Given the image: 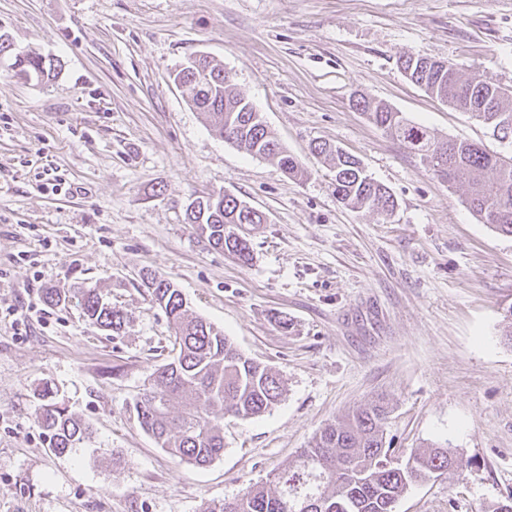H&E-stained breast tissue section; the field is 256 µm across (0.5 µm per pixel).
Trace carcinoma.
Returning a JSON list of instances; mask_svg holds the SVG:
<instances>
[{
  "label": "carcinoma",
  "mask_w": 512,
  "mask_h": 512,
  "mask_svg": "<svg viewBox=\"0 0 512 512\" xmlns=\"http://www.w3.org/2000/svg\"><path fill=\"white\" fill-rule=\"evenodd\" d=\"M7 70L26 80H44L56 69L55 59L15 51L9 37L0 34V59ZM398 66L410 82L432 98L464 112L485 110L489 120L502 112L512 118V90L497 83L466 78L446 60L414 54L399 57ZM210 81L199 85L196 61L176 71L174 79L188 87V102L206 115L213 129L248 153L277 161L290 178L302 177V163L280 144L275 133L247 110V101L233 83L224 81V65L204 57ZM376 126L426 161L431 148L442 151L447 167L432 170L443 180L468 187L472 213L485 224L512 236V157L487 151L467 140L435 137L427 127L372 97L354 103ZM313 151L325 157L332 172L336 198L346 206L373 212L394 206L387 188L369 177L360 160L320 142ZM238 197H219L186 218L205 234L213 247L252 260L249 233L235 226L264 222L255 210L245 215ZM151 300L162 309L175 332L178 353L151 374L150 386L135 403L141 428L170 455L194 466H206L224 452V415L253 418L271 410L284 393L282 380L270 368L243 355L224 331L187 314L181 292L163 275L140 273ZM83 313L90 325L118 334L127 323L122 309L104 300L96 290L82 294ZM181 410L171 411L173 402ZM388 404L380 398L326 425L308 447L300 449L285 467L264 484L246 488L239 497L213 503L206 512H395L396 504L414 484L441 476L456 465L450 448H417L399 466L388 464L390 449L384 440ZM41 418L57 454H65L91 438L90 427L49 402Z\"/></svg>",
  "instance_id": "carcinoma-1"
}]
</instances>
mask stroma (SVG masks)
<instances>
[{"label":"stroma","instance_id":"35a3bbf8","mask_svg":"<svg viewBox=\"0 0 512 512\" xmlns=\"http://www.w3.org/2000/svg\"><path fill=\"white\" fill-rule=\"evenodd\" d=\"M0 33L61 62L38 83L0 67V512H203L381 395L394 458L440 444L460 463L396 512H493L512 497V236L352 105L365 94L512 156V139L397 64L434 57L512 88V0H0ZM201 53L306 177L225 142L190 106L173 73ZM317 140L357 156L393 213L337 201ZM224 191L266 217L246 264L185 219ZM145 268L285 385L269 413L225 416L224 453L204 467L166 453L133 409L174 336ZM78 287L127 313L121 335L85 322ZM49 288L66 300L48 304ZM47 385L93 430L63 455L41 423Z\"/></svg>","mask_w":512,"mask_h":512}]
</instances>
